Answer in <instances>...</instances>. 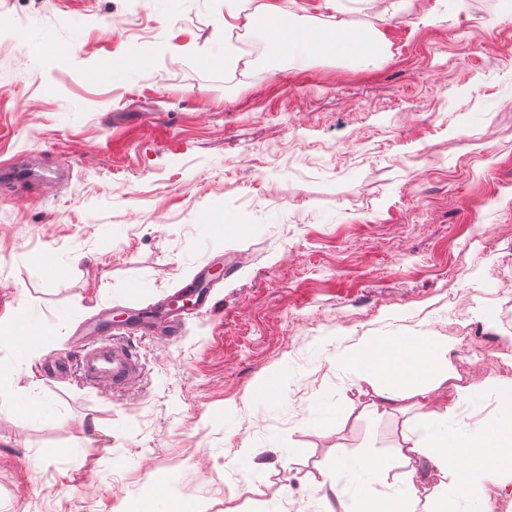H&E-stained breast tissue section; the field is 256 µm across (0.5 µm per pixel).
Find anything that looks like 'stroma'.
Here are the masks:
<instances>
[{
	"label": "stroma",
	"mask_w": 512,
	"mask_h": 512,
	"mask_svg": "<svg viewBox=\"0 0 512 512\" xmlns=\"http://www.w3.org/2000/svg\"><path fill=\"white\" fill-rule=\"evenodd\" d=\"M343 0L377 66L239 52L224 0H0V512H322L337 458L397 457L415 398L371 416L344 358L447 337L496 411L512 362V0ZM45 31L52 50L31 51ZM227 269L213 309L131 339L139 375L86 384L84 321ZM34 341L22 355L12 338ZM69 370L46 385L47 354ZM29 387L22 393L16 380ZM332 410L336 423L313 415ZM162 504L163 508L159 510L158 505ZM169 490L168 485L161 481L151 485L144 493L138 512H159L171 511L169 509Z\"/></svg>",
	"instance_id": "35a3bbf8"
}]
</instances>
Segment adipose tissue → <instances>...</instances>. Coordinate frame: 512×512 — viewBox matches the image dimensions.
Here are the masks:
<instances>
[{
	"instance_id": "obj_1",
	"label": "adipose tissue",
	"mask_w": 512,
	"mask_h": 512,
	"mask_svg": "<svg viewBox=\"0 0 512 512\" xmlns=\"http://www.w3.org/2000/svg\"><path fill=\"white\" fill-rule=\"evenodd\" d=\"M225 31L235 21L261 33L267 51L288 59L331 56L368 62L380 55L374 35L355 32L342 13L340 0L332 7L336 19L325 28L305 15L276 17L273 0H225ZM447 339L428 336H385L365 343L355 356L359 377L371 385L374 414H385L404 399L417 397L419 421L400 449L409 466L406 479L391 491H377L386 480L387 460L366 454L340 457L323 481L343 502V512H491L481 491L484 483L512 485V390L499 399L496 412L481 426L458 430L448 412L438 409L436 389L455 378ZM426 460L441 481L422 494L417 478L418 460ZM347 477L346 486L334 474Z\"/></svg>"
}]
</instances>
